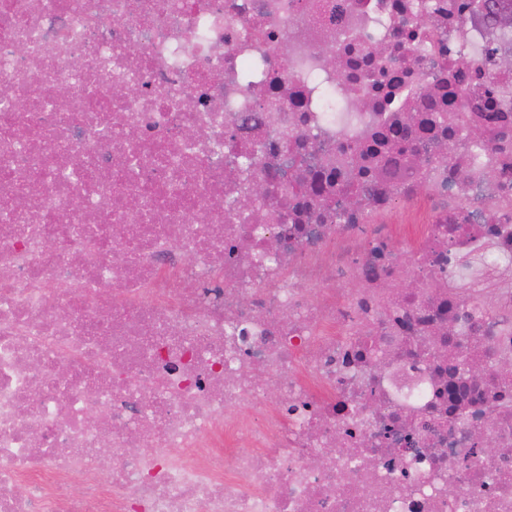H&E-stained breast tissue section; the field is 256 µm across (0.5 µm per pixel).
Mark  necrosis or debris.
I'll return each instance as SVG.
<instances>
[{
  "mask_svg": "<svg viewBox=\"0 0 512 512\" xmlns=\"http://www.w3.org/2000/svg\"><path fill=\"white\" fill-rule=\"evenodd\" d=\"M510 57L491 0H0V512H512Z\"/></svg>",
  "mask_w": 512,
  "mask_h": 512,
  "instance_id": "necrosis-or-debris-1",
  "label": "necrosis or debris"
}]
</instances>
